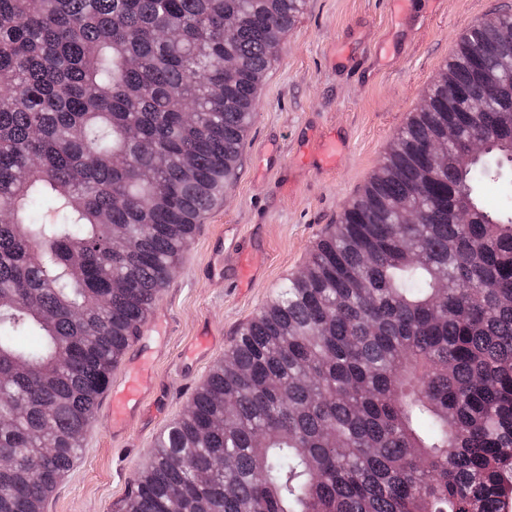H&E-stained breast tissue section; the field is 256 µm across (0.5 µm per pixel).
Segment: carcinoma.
<instances>
[{"label":"carcinoma","mask_w":512,"mask_h":512,"mask_svg":"<svg viewBox=\"0 0 512 512\" xmlns=\"http://www.w3.org/2000/svg\"><path fill=\"white\" fill-rule=\"evenodd\" d=\"M305 0H0V512H41L112 369L237 179ZM240 23L224 38V18ZM236 60L224 77V57ZM512 29L465 32L336 231L155 442L125 512H504L512 499V205L418 153L512 105L472 87ZM467 95L448 106V82ZM467 194L472 224L458 223ZM401 206L422 223H396ZM124 287H112L114 279ZM224 460V475L204 482Z\"/></svg>","instance_id":"carcinoma-1"}]
</instances>
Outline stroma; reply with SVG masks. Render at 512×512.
<instances>
[{"mask_svg":"<svg viewBox=\"0 0 512 512\" xmlns=\"http://www.w3.org/2000/svg\"><path fill=\"white\" fill-rule=\"evenodd\" d=\"M512 0H306L258 91L238 179L206 213L124 358L152 390L121 433L101 396L43 512H124L159 432L183 417L238 330L307 264L477 20Z\"/></svg>","mask_w":512,"mask_h":512,"instance_id":"stroma-1","label":"stroma"}]
</instances>
